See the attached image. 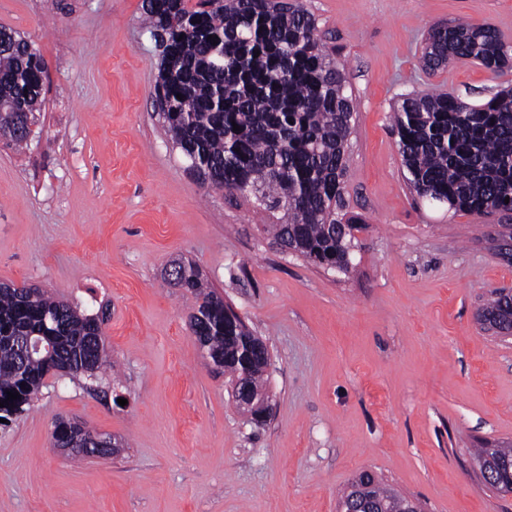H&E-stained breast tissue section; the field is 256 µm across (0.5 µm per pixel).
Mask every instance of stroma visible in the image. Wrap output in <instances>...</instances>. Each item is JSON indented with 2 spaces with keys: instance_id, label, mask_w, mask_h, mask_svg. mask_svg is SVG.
Masks as SVG:
<instances>
[{
  "instance_id": "stroma-1",
  "label": "stroma",
  "mask_w": 512,
  "mask_h": 512,
  "mask_svg": "<svg viewBox=\"0 0 512 512\" xmlns=\"http://www.w3.org/2000/svg\"><path fill=\"white\" fill-rule=\"evenodd\" d=\"M302 2L357 103L345 275L284 251L244 198L187 173L154 100L143 0H0V27L46 63L28 146L0 140V283L105 314L112 358L88 384L47 378L0 425V512H336L363 470L425 512H512L473 456L512 441V340L477 318L490 291L512 289L502 221L425 205L391 131L402 94L512 87L510 69L421 61L430 28L460 18L512 44V0ZM178 260L267 342L262 427L192 337V303L168 283ZM57 417L122 454L74 460L51 445Z\"/></svg>"
}]
</instances>
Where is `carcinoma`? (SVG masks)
Returning a JSON list of instances; mask_svg holds the SVG:
<instances>
[{
  "label": "carcinoma",
  "instance_id": "cac0c4a2",
  "mask_svg": "<svg viewBox=\"0 0 512 512\" xmlns=\"http://www.w3.org/2000/svg\"><path fill=\"white\" fill-rule=\"evenodd\" d=\"M146 27L167 41L156 84L162 113L186 170L210 188L237 191L256 208L279 214L267 232L316 266L336 259L346 274L356 224L344 219L348 140L356 102L343 65L317 36L300 0H145ZM217 37V41L208 36ZM472 60L498 74L512 67V45L488 24L458 21L428 32L424 65L437 70ZM45 62L25 36L0 30V138L28 144V120L40 111ZM183 95L177 99V95ZM240 130H233V125ZM401 164L418 197L450 210L486 214L512 206V88L482 102L453 93L413 92L392 117ZM171 284L194 299L190 330L248 399L265 394L266 344L252 347L243 370L239 333L224 328V298L195 263L179 261ZM483 322L512 333V293L493 291ZM103 320L41 289L0 284V418L30 405L51 372L94 374L107 362ZM42 342L23 357L18 340ZM19 398L7 401V392ZM493 489L512 487V443L477 448ZM368 487L342 491L343 512H405L407 498L375 472Z\"/></svg>",
  "mask_w": 512,
  "mask_h": 512
}]
</instances>
